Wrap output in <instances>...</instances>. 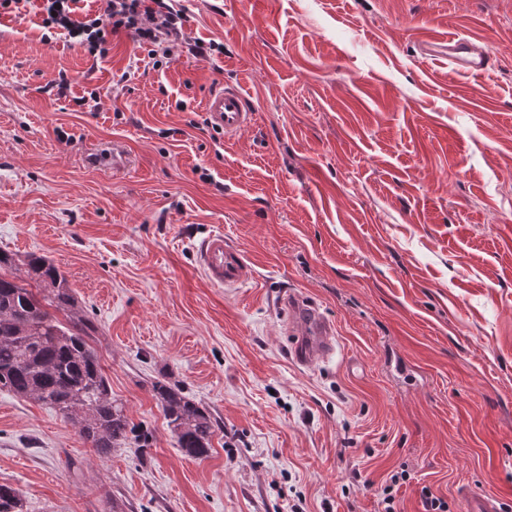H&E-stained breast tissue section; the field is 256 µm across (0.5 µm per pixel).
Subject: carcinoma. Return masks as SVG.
<instances>
[{
	"mask_svg": "<svg viewBox=\"0 0 512 512\" xmlns=\"http://www.w3.org/2000/svg\"><path fill=\"white\" fill-rule=\"evenodd\" d=\"M43 290L38 296L24 282ZM67 311L59 321L48 307ZM66 277L46 258L34 253L19 259L0 250V389L33 399L61 412L100 456L133 441L148 446L136 433L112 390L87 324L75 309ZM177 447L191 458L212 448L211 416L176 386L152 385ZM0 512H21L16 490L0 485Z\"/></svg>",
	"mask_w": 512,
	"mask_h": 512,
	"instance_id": "cac0c4a2",
	"label": "carcinoma"
}]
</instances>
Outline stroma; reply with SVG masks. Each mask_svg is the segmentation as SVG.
I'll return each mask as SVG.
<instances>
[{"label": "stroma", "mask_w": 512, "mask_h": 512, "mask_svg": "<svg viewBox=\"0 0 512 512\" xmlns=\"http://www.w3.org/2000/svg\"><path fill=\"white\" fill-rule=\"evenodd\" d=\"M174 6L223 53L158 67L122 32L99 58L0 10V250L65 275L149 434L102 458L0 389V484L23 512H379L388 485L397 512H464V486L512 512V0ZM429 31L492 69L424 58ZM227 84L257 114L229 137L203 107ZM217 231L240 287L195 260ZM292 294L333 323L328 361H294ZM158 381L216 421L208 456L177 447ZM423 55L448 56V61L454 65V69L472 76L485 74L493 65L489 49L454 35H448V38L435 35L427 40L423 45ZM197 263L215 286L230 288L247 283L252 275L244 254L224 239L223 232H212L197 247Z\"/></svg>", "instance_id": "obj_1"}]
</instances>
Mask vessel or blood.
I'll use <instances>...</instances> for the list:
<instances>
[{
	"label": "vessel or blood",
	"instance_id": "vessel-or-blood-1",
	"mask_svg": "<svg viewBox=\"0 0 512 512\" xmlns=\"http://www.w3.org/2000/svg\"><path fill=\"white\" fill-rule=\"evenodd\" d=\"M427 57L444 56L458 72L472 76L485 74L492 66V53L471 40L454 35L432 37L423 45ZM204 110L211 125L233 136L249 129L255 120L252 107L234 86L215 88L207 95ZM197 262L215 286L230 288L247 283L251 267L238 248L230 245L223 233L213 232L202 239L197 248ZM289 333L295 338L296 361L303 366L330 359L336 351L334 325L321 312L316 302L302 297L288 300ZM464 512H500L498 496L461 489Z\"/></svg>",
	"mask_w": 512,
	"mask_h": 512
}]
</instances>
